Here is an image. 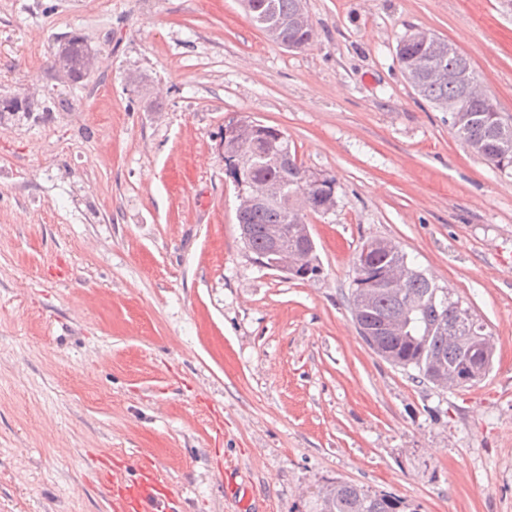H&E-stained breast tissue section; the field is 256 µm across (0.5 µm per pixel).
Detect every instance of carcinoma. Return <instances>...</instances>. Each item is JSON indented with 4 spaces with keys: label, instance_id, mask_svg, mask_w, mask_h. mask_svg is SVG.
<instances>
[{
    "label": "carcinoma",
    "instance_id": "1",
    "mask_svg": "<svg viewBox=\"0 0 512 512\" xmlns=\"http://www.w3.org/2000/svg\"><path fill=\"white\" fill-rule=\"evenodd\" d=\"M249 15L257 10L269 11V27L263 29L272 41L302 49L309 45L310 34L291 24V19L305 7V0H243ZM89 45L76 33L59 40L53 53L50 72L56 68L67 69L72 82L87 79L84 59ZM441 57L446 70L466 73L473 70L470 60L456 48L448 47V40L437 38L428 44L401 40L397 46V58L411 86L422 98L446 105L453 101L469 116L459 124L454 119L448 123L455 137L473 154L481 157L493 168L512 170V136L507 143L500 140L499 118L494 112L484 110L481 100L468 95L460 83L433 78L419 67V61L427 53ZM34 109L17 96L0 97V121L4 119H30ZM248 158V165H239V159ZM225 172L232 178L242 177L260 184L278 181L288 189H304L309 196V211L325 213L336 203L334 180L306 169L298 162L296 154L288 146L285 134L271 126L260 128L241 127L236 135L224 138ZM248 226L246 244L255 255V261L270 260L268 229L272 224L285 223V207L281 204L262 203L238 218ZM408 262V256L400 249L387 251L377 248L369 253L361 270L354 271L349 296L352 313L377 328L385 322L404 319L405 330L400 336H379V348L386 361L405 370L412 369V379L433 382L434 360L442 359L447 366L459 368L471 363L468 346L448 345V332L455 327L461 336H482L484 325L463 306L454 293L441 288L416 269L411 278L399 289L381 286L387 269L395 263ZM408 505L390 493L372 492L356 483L332 480L312 492L309 512H406Z\"/></svg>",
    "mask_w": 512,
    "mask_h": 512
}]
</instances>
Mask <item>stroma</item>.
Returning <instances> with one entry per match:
<instances>
[{"label":"stroma","mask_w":512,"mask_h":512,"mask_svg":"<svg viewBox=\"0 0 512 512\" xmlns=\"http://www.w3.org/2000/svg\"><path fill=\"white\" fill-rule=\"evenodd\" d=\"M270 41L240 0H0V95L67 110L0 124V512H111L93 477L141 453L181 512H303L343 478L414 512H512V173L473 155L396 57L424 29L512 121V0H306ZM77 33L104 62L49 61ZM281 130L336 182L305 221L323 274L260 267L224 127ZM372 239L459 296L495 343L475 386L413 382L352 320ZM58 43L50 65L52 75L57 68L55 77L58 81L63 83H70L71 81L79 83L87 79L88 75L85 71L90 75L97 71L100 53L96 49H89V45L82 36L72 33L60 39ZM87 51L88 55L86 56ZM58 67L67 69L71 74L72 80L67 70Z\"/></svg>","instance_id":"35a3bbf8"}]
</instances>
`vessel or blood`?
Here are the masks:
<instances>
[{
	"mask_svg": "<svg viewBox=\"0 0 512 512\" xmlns=\"http://www.w3.org/2000/svg\"><path fill=\"white\" fill-rule=\"evenodd\" d=\"M95 475L112 512H177L173 491L151 467L140 468L133 481L108 467L96 469Z\"/></svg>",
	"mask_w": 512,
	"mask_h": 512,
	"instance_id": "b4317fda",
	"label": "vessel or blood"
}]
</instances>
